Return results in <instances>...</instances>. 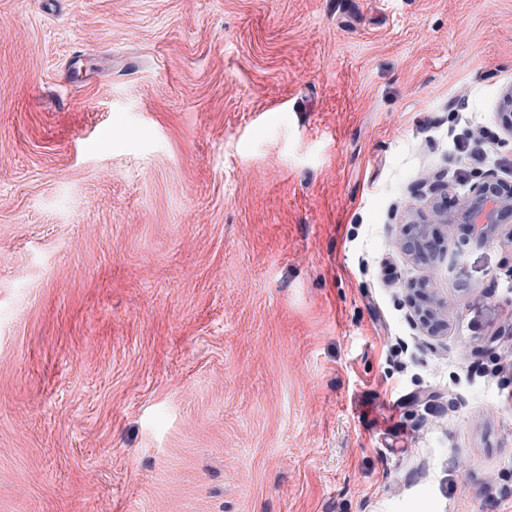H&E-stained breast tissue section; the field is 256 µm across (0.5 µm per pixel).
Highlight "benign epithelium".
I'll return each instance as SVG.
<instances>
[{
  "label": "benign epithelium",
  "instance_id": "1",
  "mask_svg": "<svg viewBox=\"0 0 512 512\" xmlns=\"http://www.w3.org/2000/svg\"><path fill=\"white\" fill-rule=\"evenodd\" d=\"M498 112L505 131L512 136V84L502 89ZM479 216L485 219L484 223H475ZM511 223L512 187L504 185L494 174L488 173L473 191L458 200L453 208L448 209L435 199L431 202L429 216L423 219L408 217L404 222L401 248L405 254L412 257L426 252L433 261L439 253L438 245L428 235V229L433 224L444 225L451 238L466 242H483L498 236L500 227ZM407 290L415 297V317L421 328L429 336L438 335L443 325L441 312L447 306V301L440 297L435 289L428 287L426 279L408 284Z\"/></svg>",
  "mask_w": 512,
  "mask_h": 512
}]
</instances>
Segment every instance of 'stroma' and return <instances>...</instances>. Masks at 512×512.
Instances as JSON below:
<instances>
[{
	"mask_svg": "<svg viewBox=\"0 0 512 512\" xmlns=\"http://www.w3.org/2000/svg\"><path fill=\"white\" fill-rule=\"evenodd\" d=\"M511 83L512 0H0V512H512V238L397 245ZM427 279L409 283L407 290L413 293L416 300L415 317L417 323L429 336L440 333L443 320L441 312L447 306V302L438 295L435 288H428Z\"/></svg>",
	"mask_w": 512,
	"mask_h": 512,
	"instance_id": "35a3bbf8",
	"label": "stroma"
}]
</instances>
